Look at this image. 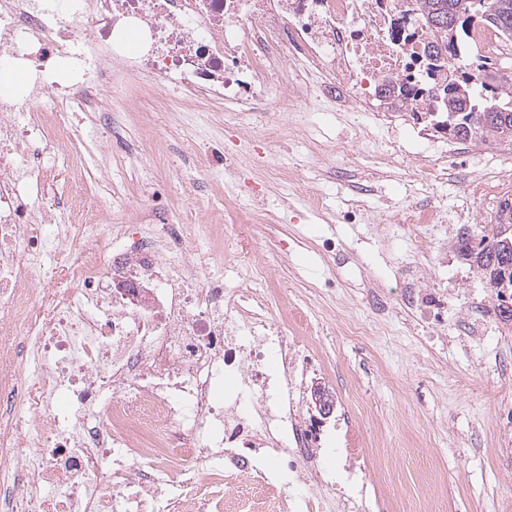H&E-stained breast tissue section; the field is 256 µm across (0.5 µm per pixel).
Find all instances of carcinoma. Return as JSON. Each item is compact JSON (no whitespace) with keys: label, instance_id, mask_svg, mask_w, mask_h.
Returning a JSON list of instances; mask_svg holds the SVG:
<instances>
[{"label":"carcinoma","instance_id":"carcinoma-1","mask_svg":"<svg viewBox=\"0 0 512 512\" xmlns=\"http://www.w3.org/2000/svg\"><path fill=\"white\" fill-rule=\"evenodd\" d=\"M419 11L421 22L431 33V41L424 52L423 69L427 77L434 76V56L431 51L436 45L442 46L440 54H451L456 66L452 81L458 82L469 92L470 105L461 112L453 103L439 100L442 115L441 127L452 138L462 142L487 144L512 142V72L509 67L501 68L488 59L472 53L474 35L482 29H492L501 38L512 40V0H412ZM439 17L452 21V27L441 29L435 25ZM493 75L496 78L494 96L498 98L501 112L489 122L484 116L483 94L487 93L483 79ZM512 240V195L500 201L492 224L482 229L478 244H471V238H460L457 249L466 256L480 255Z\"/></svg>","mask_w":512,"mask_h":512}]
</instances>
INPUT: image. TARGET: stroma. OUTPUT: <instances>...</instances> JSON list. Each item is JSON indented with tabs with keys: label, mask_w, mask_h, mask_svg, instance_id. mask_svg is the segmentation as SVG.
Segmentation results:
<instances>
[{
	"label": "stroma",
	"mask_w": 512,
	"mask_h": 512,
	"mask_svg": "<svg viewBox=\"0 0 512 512\" xmlns=\"http://www.w3.org/2000/svg\"><path fill=\"white\" fill-rule=\"evenodd\" d=\"M126 122L147 151L171 144L188 155L193 137L220 145L227 135L222 119H209L203 112H161L152 104L127 114ZM315 122L316 137L332 143L358 144L377 132L368 112H345L337 122L319 115ZM489 161L512 171V145H466L449 159L443 179L428 185L409 174L375 183L371 215L356 220L346 215L347 185L323 181L321 190L333 214L327 223L310 215L299 182L282 181L276 191L288 198L290 207L280 221L242 229L249 246L303 239V247L271 259L269 272L277 287L271 303L327 315V332L319 337L327 368L316 379L334 392L336 406L326 422L330 434L322 465L329 472L344 471V435L358 434L369 460L367 493L389 501L392 512H406L408 500L431 476L439 479L438 512H495L499 505L512 512V475L499 472L493 454L504 434L499 404L512 398V385L485 367L497 354L512 357V325H501L499 334L488 335L473 353L452 346L438 355L418 340L407 313L390 309L376 315L368 299L373 283L396 296L402 270L419 259L415 248L392 249L380 233L381 227L395 224L406 202L433 197L450 209L467 203L477 223L490 222L502 196L512 194L511 182L474 200L465 198L466 183ZM161 191L187 213L224 208L223 194L211 190L207 176L184 165L164 167ZM447 251L453 289L449 322L475 309H496L482 276L455 245ZM353 322L365 323L367 335H347Z\"/></svg>",
	"instance_id": "stroma-1"
}]
</instances>
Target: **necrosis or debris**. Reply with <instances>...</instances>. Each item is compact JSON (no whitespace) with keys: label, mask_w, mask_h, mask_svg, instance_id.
Segmentation results:
<instances>
[{"label":"necrosis or debris","mask_w":512,"mask_h":512,"mask_svg":"<svg viewBox=\"0 0 512 512\" xmlns=\"http://www.w3.org/2000/svg\"><path fill=\"white\" fill-rule=\"evenodd\" d=\"M400 0H0V58L25 65L28 87L0 99V512H368L321 474L322 436L303 410L302 377L318 360L299 339L303 312L273 315L258 294L273 281L244 263L236 284L210 271V215L186 224L122 218L101 223V188L73 186L57 206L37 204L49 171L106 158L114 115L151 100L220 112L266 152L263 175L239 197L250 221L269 214L273 184L291 179L281 137L301 135L285 112L329 103L373 113L383 148L319 145L304 189L322 208L320 174L334 155L425 168L404 154L388 81L419 86L428 29ZM67 69V85L53 76ZM82 112H99L91 130ZM192 165L210 179L240 180L236 153L201 148ZM470 213L433 202L399 222L424 256L438 232ZM427 343L445 325L448 291L424 263L399 290ZM277 353L279 370L266 359ZM234 393L218 396L225 378ZM287 469L279 499L263 489ZM230 478L219 497L217 484Z\"/></svg>","instance_id":"4bbe7bcc"}]
</instances>
